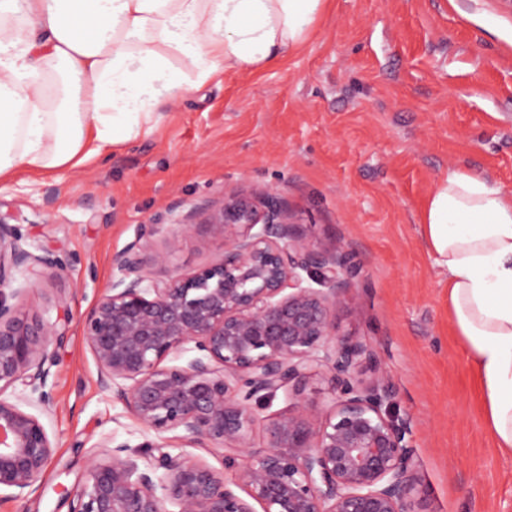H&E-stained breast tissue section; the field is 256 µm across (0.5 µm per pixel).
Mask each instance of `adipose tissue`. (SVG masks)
Listing matches in <instances>:
<instances>
[{"label":"adipose tissue","instance_id":"ef3b65f1","mask_svg":"<svg viewBox=\"0 0 512 512\" xmlns=\"http://www.w3.org/2000/svg\"><path fill=\"white\" fill-rule=\"evenodd\" d=\"M325 0H0V184L76 168L151 134L180 91L269 66ZM421 237L448 284L486 430L512 455V198L449 171Z\"/></svg>","mask_w":512,"mask_h":512}]
</instances>
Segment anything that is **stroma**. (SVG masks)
<instances>
[{"mask_svg": "<svg viewBox=\"0 0 512 512\" xmlns=\"http://www.w3.org/2000/svg\"><path fill=\"white\" fill-rule=\"evenodd\" d=\"M482 173L512 196V11L502 0H327L305 44L276 63L228 72L167 106L158 129L72 169L19 172L0 210L24 241L74 257L15 301L46 318L69 312L37 416L56 445L37 492L0 512H70L72 488L105 438L138 460L165 452L222 468L225 451L139 424L100 389L80 319L118 271L115 255L165 208L224 192L278 190L306 240L340 242L362 261L339 333L372 342L410 418L416 512H512V456L485 428L477 381L454 336L448 289L419 233L449 170ZM157 279L224 250L209 225L172 239Z\"/></svg>", "mask_w": 512, "mask_h": 512, "instance_id": "obj_1", "label": "stroma"}]
</instances>
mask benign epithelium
I'll list each match as a JSON object with an SVG mask.
<instances>
[{
	"label": "benign epithelium",
	"instance_id": "benign-epithelium-1",
	"mask_svg": "<svg viewBox=\"0 0 512 512\" xmlns=\"http://www.w3.org/2000/svg\"><path fill=\"white\" fill-rule=\"evenodd\" d=\"M170 205L175 235L198 216L224 239V255L166 280L153 269L169 252L155 228L116 254L119 276L83 316L99 382L144 427L180 431L193 445L228 448L246 462L231 475L204 461L163 453L138 463L108 437L72 496L71 512H414L419 474L406 418L386 405L393 385L374 346L336 331L360 263L342 244L304 240L278 193L258 200L235 189L224 206ZM11 213H0V500L37 490L55 442L23 405L49 403L55 359L49 347L67 319L21 313L10 300L68 264L25 247ZM197 352L184 365L170 356ZM369 366L371 377H360ZM330 385L333 406L318 427L299 398L313 371ZM22 391H17V388ZM294 411L270 419L267 444L253 429L279 391ZM175 510H170V507Z\"/></svg>",
	"mask_w": 512,
	"mask_h": 512
}]
</instances>
